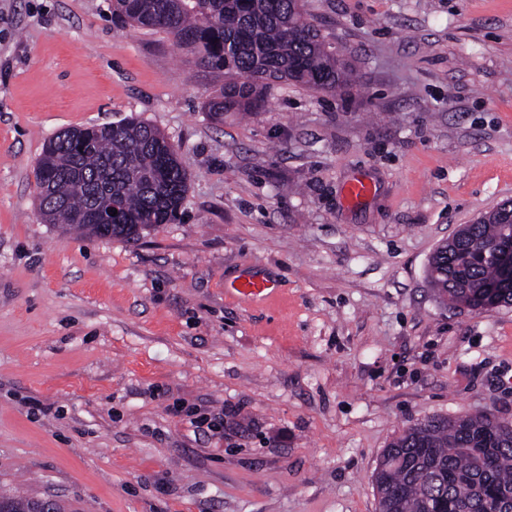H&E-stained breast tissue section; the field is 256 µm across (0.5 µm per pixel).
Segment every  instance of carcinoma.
<instances>
[{
    "label": "carcinoma",
    "instance_id": "1",
    "mask_svg": "<svg viewBox=\"0 0 512 512\" xmlns=\"http://www.w3.org/2000/svg\"><path fill=\"white\" fill-rule=\"evenodd\" d=\"M112 22L162 30L192 47L200 64L227 71L206 108L254 112L273 81L317 90L347 85L350 71L332 50L303 0H112ZM40 214L101 237L93 227L106 200L119 208L112 236L135 239L168 224L188 187L174 145L139 120L68 129L46 144L36 168ZM448 254L428 266L429 285L444 301L473 309L491 305L488 290L501 269L487 247L504 236L498 220L465 224ZM380 512H512V430L487 415L429 417L406 428L382 454L375 474ZM0 499L8 512H33L34 500Z\"/></svg>",
    "mask_w": 512,
    "mask_h": 512
}]
</instances>
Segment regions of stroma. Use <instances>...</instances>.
<instances>
[{
	"mask_svg": "<svg viewBox=\"0 0 512 512\" xmlns=\"http://www.w3.org/2000/svg\"><path fill=\"white\" fill-rule=\"evenodd\" d=\"M305 9L354 85L275 82L219 122L230 74L111 0H0V494L379 512V460L417 420L512 422V305L427 281L440 241L512 200V0ZM128 117L179 149V220L134 241L43 223L44 144ZM248 276L274 294L226 292Z\"/></svg>",
	"mask_w": 512,
	"mask_h": 512,
	"instance_id": "stroma-1",
	"label": "stroma"
}]
</instances>
